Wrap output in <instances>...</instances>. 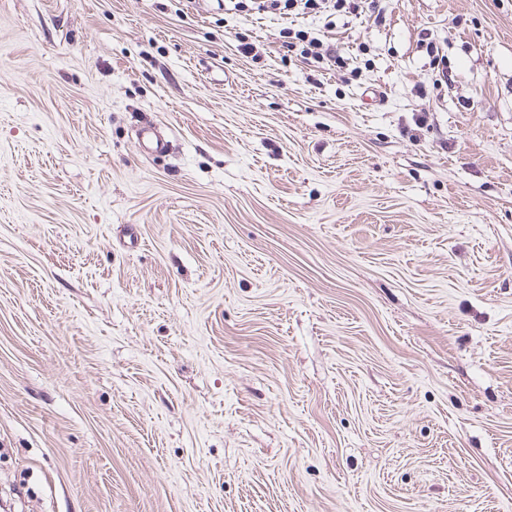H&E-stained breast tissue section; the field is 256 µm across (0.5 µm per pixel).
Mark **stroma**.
I'll list each match as a JSON object with an SVG mask.
<instances>
[{
  "label": "stroma",
  "instance_id": "obj_1",
  "mask_svg": "<svg viewBox=\"0 0 512 512\" xmlns=\"http://www.w3.org/2000/svg\"><path fill=\"white\" fill-rule=\"evenodd\" d=\"M386 8L0 0V512H512V0ZM252 10L258 13L281 15H306L309 13L326 15L330 18L339 13L347 17H373L375 25H381L385 18L381 0H252ZM285 33L286 36H283L286 39L282 45L283 48L287 49V52L292 51L290 48L296 46L295 42L291 40H298V42L305 43L302 46V50L300 51V55L304 60L310 63L322 64V66H318V68L326 69L325 66L333 67L330 69H343L348 64V57H345L341 54V52L336 51L330 47V45L325 46V42L318 37H310L306 38L307 32L297 31L293 33L291 36L290 29Z\"/></svg>",
  "mask_w": 512,
  "mask_h": 512
}]
</instances>
